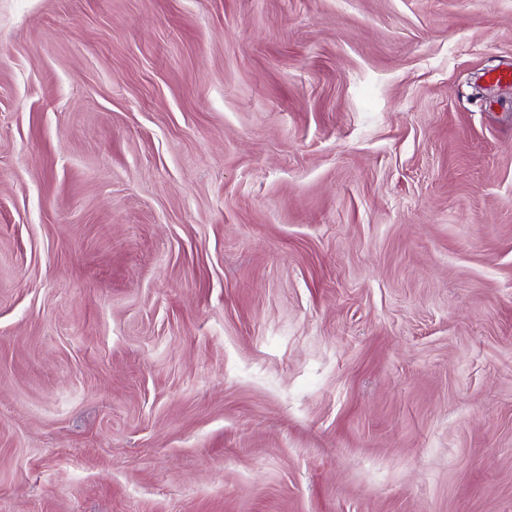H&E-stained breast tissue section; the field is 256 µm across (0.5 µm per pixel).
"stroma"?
Here are the masks:
<instances>
[{
    "instance_id": "1",
    "label": "stroma",
    "mask_w": 512,
    "mask_h": 512,
    "mask_svg": "<svg viewBox=\"0 0 512 512\" xmlns=\"http://www.w3.org/2000/svg\"><path fill=\"white\" fill-rule=\"evenodd\" d=\"M512 0H0V512H512Z\"/></svg>"
}]
</instances>
